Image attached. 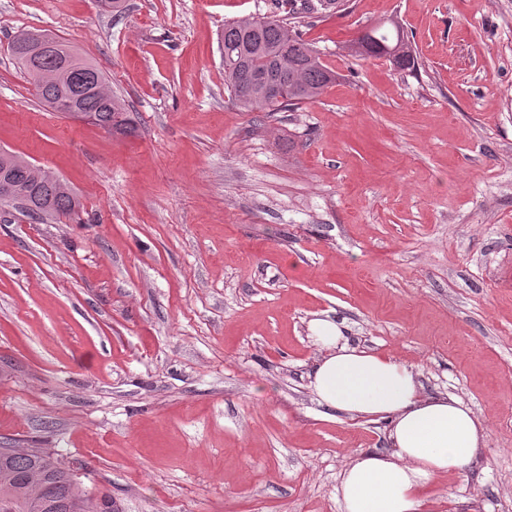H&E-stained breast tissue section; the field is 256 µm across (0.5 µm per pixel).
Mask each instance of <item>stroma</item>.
Masks as SVG:
<instances>
[{
    "label": "stroma",
    "instance_id": "1",
    "mask_svg": "<svg viewBox=\"0 0 512 512\" xmlns=\"http://www.w3.org/2000/svg\"><path fill=\"white\" fill-rule=\"evenodd\" d=\"M274 0H0V150L80 210L0 206V448H44L122 512H342L387 426L309 390L315 314L487 427L425 512H512V0H351L305 27L339 78L242 112L225 22ZM413 70L344 56L389 17ZM44 31L104 75L135 130L43 105L9 43Z\"/></svg>",
    "mask_w": 512,
    "mask_h": 512
}]
</instances>
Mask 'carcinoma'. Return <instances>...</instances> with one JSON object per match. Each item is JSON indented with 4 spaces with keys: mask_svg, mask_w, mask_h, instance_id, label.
I'll list each match as a JSON object with an SVG mask.
<instances>
[{
    "mask_svg": "<svg viewBox=\"0 0 512 512\" xmlns=\"http://www.w3.org/2000/svg\"><path fill=\"white\" fill-rule=\"evenodd\" d=\"M344 0H288V18L266 16L251 30L244 21L224 23V84L234 105L243 112H287L321 97L336 82V73L325 65L312 43L303 38L296 16L325 18L344 11ZM29 33L14 37L10 52L26 74L37 71L35 83L40 100L48 107L65 98L74 87L82 95L73 111L100 127L120 117V123L133 128L130 113L112 94L95 91L103 79L101 72L79 57L68 61L60 55L31 57L23 40ZM347 52L363 59L384 58L406 69L415 64L414 51L403 27L388 18L345 44ZM17 190L28 202L52 206L53 215H71L80 208L79 198L64 191L53 180L36 182L25 168L10 170ZM56 486L76 508V512H98L94 496L70 472L67 465L43 448L0 452V499L13 503V512H34L35 492L41 479Z\"/></svg>",
    "mask_w": 512,
    "mask_h": 512,
    "instance_id": "obj_1",
    "label": "carcinoma"
}]
</instances>
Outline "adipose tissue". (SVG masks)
<instances>
[{"mask_svg":"<svg viewBox=\"0 0 512 512\" xmlns=\"http://www.w3.org/2000/svg\"><path fill=\"white\" fill-rule=\"evenodd\" d=\"M309 330L321 352L309 381L315 400L352 419L389 423L391 452H360L344 469L343 512H422L430 482L477 457L482 421L457 397L424 394L406 364L351 345L329 315H316Z\"/></svg>","mask_w":512,"mask_h":512,"instance_id":"ef3b65f1","label":"adipose tissue"}]
</instances>
